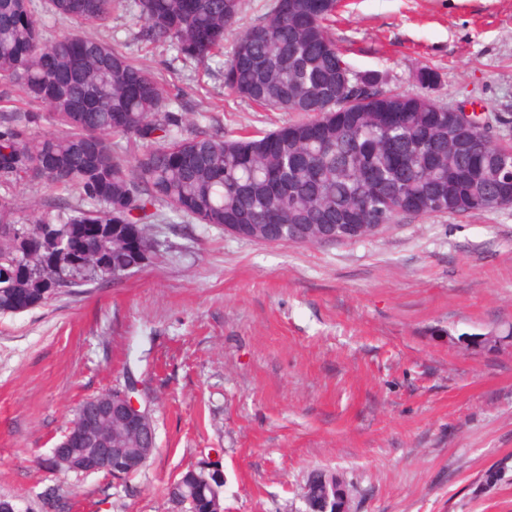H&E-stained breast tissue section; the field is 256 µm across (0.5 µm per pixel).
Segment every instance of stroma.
Wrapping results in <instances>:
<instances>
[{
  "label": "stroma",
  "mask_w": 512,
  "mask_h": 512,
  "mask_svg": "<svg viewBox=\"0 0 512 512\" xmlns=\"http://www.w3.org/2000/svg\"><path fill=\"white\" fill-rule=\"evenodd\" d=\"M137 2L101 28L34 7L46 42L102 31L204 130L299 120L231 95L219 64L145 42ZM330 34L388 89L478 107L490 140L512 141V0H342ZM153 231L170 244L158 265L0 315V496L20 512L57 484L71 512H168V485L203 463L224 512H306L317 471L341 477L350 512H512V466L483 483L512 457V341L457 342L512 327V206L402 214L318 245L175 216ZM129 384L155 426L145 468L119 481L41 466L81 400Z\"/></svg>",
  "instance_id": "35a3bbf8"
}]
</instances>
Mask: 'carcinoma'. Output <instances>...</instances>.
Segmentation results:
<instances>
[{
  "instance_id": "cac0c4a2",
  "label": "carcinoma",
  "mask_w": 512,
  "mask_h": 512,
  "mask_svg": "<svg viewBox=\"0 0 512 512\" xmlns=\"http://www.w3.org/2000/svg\"><path fill=\"white\" fill-rule=\"evenodd\" d=\"M145 41L201 65L224 55V87L272 112L306 119L263 135L226 140L197 132L166 108L161 78L96 36L47 45L29 0H0V78L41 103L56 125L34 137L38 112L0 113V314L41 306L82 288L118 283L129 269L158 264L170 245L151 234L166 209L199 224H233L248 240L307 244L353 240L347 224L392 221L401 213L471 212L512 206V144L493 143L423 95L385 89L386 77L343 58L327 23L341 0H283L262 23L235 30L242 0H138ZM59 16L104 23L118 0H50ZM124 135L142 151L112 146ZM41 180L66 193L46 209L18 203V185ZM82 401L70 432L83 437L67 463L77 472L92 448H141L105 401ZM179 480L200 501L210 486ZM43 512H70L68 492L42 493Z\"/></svg>"
}]
</instances>
